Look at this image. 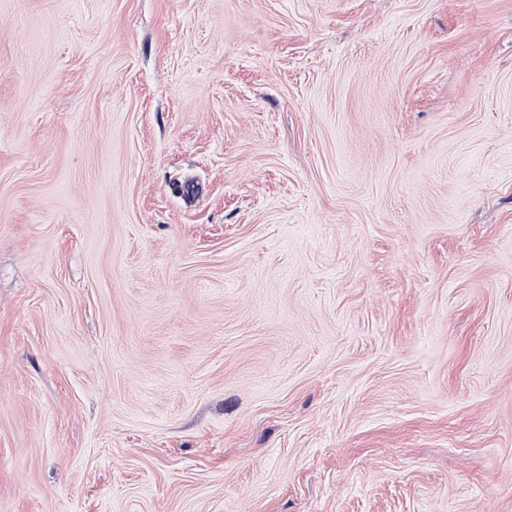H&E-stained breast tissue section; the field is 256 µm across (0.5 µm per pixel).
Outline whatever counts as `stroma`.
Wrapping results in <instances>:
<instances>
[{
  "mask_svg": "<svg viewBox=\"0 0 512 512\" xmlns=\"http://www.w3.org/2000/svg\"><path fill=\"white\" fill-rule=\"evenodd\" d=\"M0 512H512V0H0Z\"/></svg>",
  "mask_w": 512,
  "mask_h": 512,
  "instance_id": "1",
  "label": "stroma"
}]
</instances>
